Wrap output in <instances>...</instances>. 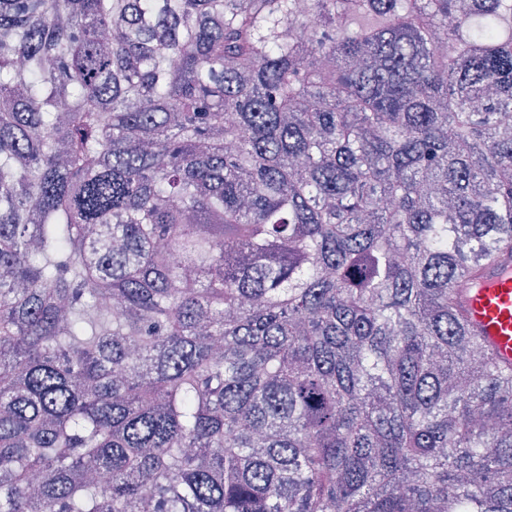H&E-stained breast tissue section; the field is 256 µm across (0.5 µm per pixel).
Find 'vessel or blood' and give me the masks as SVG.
<instances>
[{
    "label": "vessel or blood",
    "mask_w": 512,
    "mask_h": 512,
    "mask_svg": "<svg viewBox=\"0 0 512 512\" xmlns=\"http://www.w3.org/2000/svg\"><path fill=\"white\" fill-rule=\"evenodd\" d=\"M456 299L485 344L512 364V258H501L481 279L457 289Z\"/></svg>",
    "instance_id": "1"
}]
</instances>
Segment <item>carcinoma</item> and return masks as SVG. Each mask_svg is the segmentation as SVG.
<instances>
[{
	"instance_id": "1",
	"label": "carcinoma",
	"mask_w": 512,
	"mask_h": 512,
	"mask_svg": "<svg viewBox=\"0 0 512 512\" xmlns=\"http://www.w3.org/2000/svg\"><path fill=\"white\" fill-rule=\"evenodd\" d=\"M512 0H0V512H512ZM462 287L459 284L456 299L470 326L500 361L512 364V258H501L481 279Z\"/></svg>"
}]
</instances>
